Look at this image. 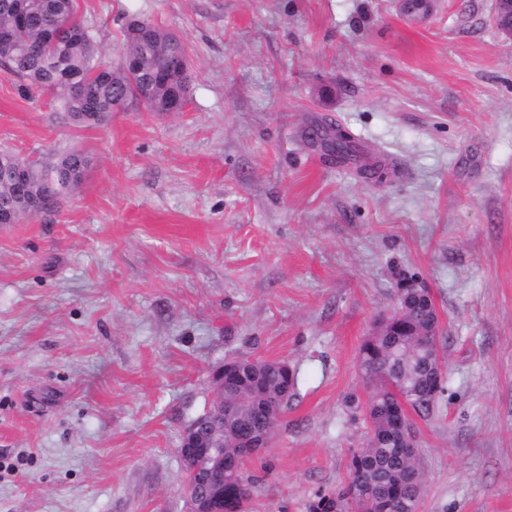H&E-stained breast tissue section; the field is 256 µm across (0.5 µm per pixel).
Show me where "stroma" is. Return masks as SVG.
<instances>
[{"label": "stroma", "mask_w": 512, "mask_h": 512, "mask_svg": "<svg viewBox=\"0 0 512 512\" xmlns=\"http://www.w3.org/2000/svg\"><path fill=\"white\" fill-rule=\"evenodd\" d=\"M75 0L105 63L146 19L185 47L181 112L95 128L0 68V148L90 159L57 208L0 225V512H188L178 448L229 358L297 396L248 512L341 485L356 358L399 272L434 298L449 390L415 419L421 512H512V39L496 0ZM351 132L384 182L325 162ZM336 131L341 132V136H338ZM307 139L314 145L319 144L325 156L336 165L353 164L357 166L361 177L364 179L382 181V172L387 173L381 163L360 165L361 151L359 143L350 134L331 123L309 129Z\"/></svg>", "instance_id": "stroma-1"}]
</instances>
